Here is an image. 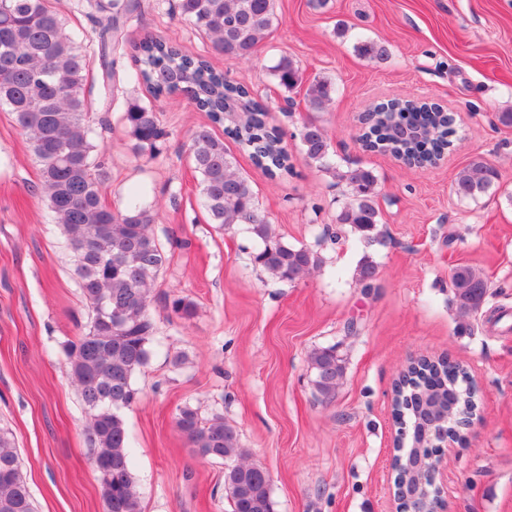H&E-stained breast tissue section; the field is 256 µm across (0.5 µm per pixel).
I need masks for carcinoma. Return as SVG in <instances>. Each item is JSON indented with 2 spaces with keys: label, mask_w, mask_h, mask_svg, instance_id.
Listing matches in <instances>:
<instances>
[{
  "label": "carcinoma",
  "mask_w": 512,
  "mask_h": 512,
  "mask_svg": "<svg viewBox=\"0 0 512 512\" xmlns=\"http://www.w3.org/2000/svg\"><path fill=\"white\" fill-rule=\"evenodd\" d=\"M89 17L107 8V24L97 21L96 45L101 59L103 87L116 82L110 60L120 46L125 23L140 8L139 0H76ZM180 15L208 36L225 56L250 62L279 25L276 0H177ZM133 78L155 98H187L224 125V136L201 129L190 145L199 196L209 221L221 227L242 224L261 243L254 262L279 282H293L321 267L317 252L275 239L268 216L260 209L250 180L237 169L224 146V137L238 142L254 164L270 178L292 172L290 154L281 130L268 121L269 106L251 96L249 88L229 81L208 60L174 44L147 35L135 46ZM90 55L80 37L67 29L47 0H0V109L14 114L29 137L39 165V187L52 220L58 224L73 258V275L91 316L85 331L64 345L65 364L86 415L89 460L101 490L103 512H142L141 497L131 471L123 410L139 399L135 374L150 362L154 324L150 292L167 261L166 251L152 232L158 205L132 200L113 210L103 200L105 167L93 136L90 102L85 95ZM272 77L286 90L302 82L297 63L282 56L270 67ZM335 88L316 79L305 90L311 112L326 109ZM122 120L134 149L159 151L165 131L152 104L127 102ZM456 116L443 105L410 99L370 104L362 117L357 141L368 151L389 152L410 167L433 164L453 142ZM299 149L320 170L346 183L351 199L336 216L371 243L379 233L378 179L363 167H336L325 129L314 120L303 122ZM498 174L485 159L470 160L456 174L454 192L460 199L490 196ZM358 280L371 286L377 276L373 261L362 259ZM453 303L465 325L481 308L489 291L483 274L467 265L451 276ZM171 311L183 320L195 315L184 297L170 301ZM312 383L324 397L332 396L343 377L341 360L333 348H319L309 357ZM456 401L464 418L476 408L474 388L457 383L461 365L445 359H422L399 374L402 395L421 393L432 376ZM175 425L196 455L233 460L224 470V488L231 512H275L272 479L263 466L248 459L236 429L215 414L202 419L198 411L179 408ZM0 512H36L13 433L0 428Z\"/></svg>",
  "instance_id": "cac0c4a2"
}]
</instances>
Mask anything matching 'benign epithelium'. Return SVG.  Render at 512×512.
<instances>
[{
	"mask_svg": "<svg viewBox=\"0 0 512 512\" xmlns=\"http://www.w3.org/2000/svg\"><path fill=\"white\" fill-rule=\"evenodd\" d=\"M436 391L438 388L432 387V395L417 397L418 436L406 460V470L412 479L405 484L403 492L393 489L399 512H443L448 481L442 457L456 444L448 431L454 404L440 403Z\"/></svg>",
	"mask_w": 512,
	"mask_h": 512,
	"instance_id": "7a95c632",
	"label": "benign epithelium"
}]
</instances>
